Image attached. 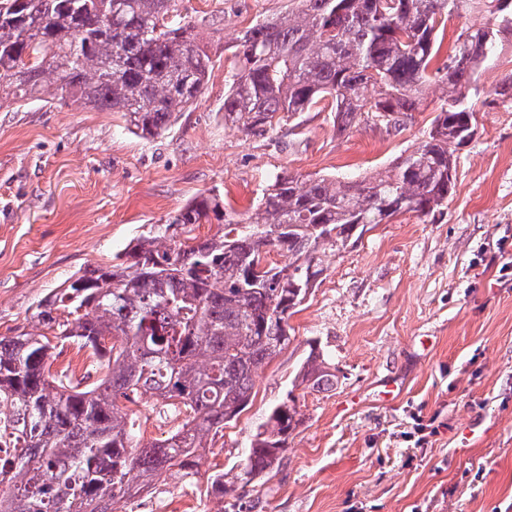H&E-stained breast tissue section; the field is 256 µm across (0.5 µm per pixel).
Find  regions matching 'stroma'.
Here are the masks:
<instances>
[{
	"mask_svg": "<svg viewBox=\"0 0 512 512\" xmlns=\"http://www.w3.org/2000/svg\"><path fill=\"white\" fill-rule=\"evenodd\" d=\"M212 59L206 88L161 137L120 112L34 102L0 108V334L40 332L39 301L75 272L111 265L151 225L209 190L245 213L286 172L356 178L412 149L441 88L394 131L362 121L336 131L330 101L263 135L224 125L226 47L298 0H180ZM467 104L477 133L458 148L456 187L440 213L406 212L354 245L320 253L323 272L288 323L291 341L255 378L250 402L216 435L189 482H170L123 512H512V27ZM319 342L336 389L298 400L300 423L277 470L242 497L212 494L254 424L285 397ZM436 416L428 445L407 436Z\"/></svg>",
	"mask_w": 512,
	"mask_h": 512,
	"instance_id": "35a3bbf8",
	"label": "stroma"
}]
</instances>
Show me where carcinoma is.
<instances>
[{"label":"carcinoma","mask_w":512,"mask_h":512,"mask_svg":"<svg viewBox=\"0 0 512 512\" xmlns=\"http://www.w3.org/2000/svg\"><path fill=\"white\" fill-rule=\"evenodd\" d=\"M175 0H0V107L78 102L123 112L134 133L162 136L202 94L210 56ZM299 0L296 11L247 28L224 79V126L261 135L335 102L345 132L371 112L398 126L424 102L440 28L462 0ZM495 0H468L487 23L436 69L443 103L420 142L357 179L282 173L245 214L201 194L154 224L117 263L78 272L38 305L43 332L0 336V512H119L171 477L196 474L211 437L245 410L258 371L291 341L288 318L322 274L318 254L358 240L382 216H429L455 189L448 146L466 144L465 105L497 49ZM376 93L368 104L367 91ZM216 222L213 236L192 234ZM276 251L285 257L269 259ZM91 350L97 377L50 371L51 339ZM286 398L256 424L239 460L212 475L236 496L280 465L298 425L297 388H336L317 342ZM183 419L143 440V398Z\"/></svg>","instance_id":"1"}]
</instances>
